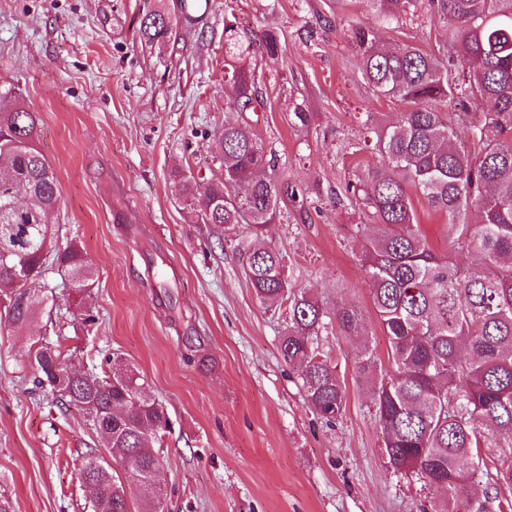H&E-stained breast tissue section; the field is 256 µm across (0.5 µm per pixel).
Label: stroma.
<instances>
[{
  "label": "stroma",
  "mask_w": 512,
  "mask_h": 512,
  "mask_svg": "<svg viewBox=\"0 0 512 512\" xmlns=\"http://www.w3.org/2000/svg\"><path fill=\"white\" fill-rule=\"evenodd\" d=\"M229 4L252 37L281 36L276 59L245 60L259 101L241 119L304 196L284 197L260 235L197 223L174 187L177 171L221 174ZM156 10L173 24V48L142 43L141 20ZM369 24L367 0L341 13L333 0H210L191 25L180 0H0V83L38 115L36 143L59 179L55 244L78 243L95 270L85 297L46 272L48 307L26 329L0 306V500L11 512H93L78 468L104 450L82 411H59L35 387L27 354L41 339L100 374L121 356L166 407V512H423L436 498L388 466L355 371L363 341L379 371L391 364L357 261L369 229L344 185L383 163L363 147L366 119L391 122L405 109L362 78L355 32ZM374 27L378 42L415 45L461 74L427 6ZM411 199L431 249L452 252L447 218ZM259 246L282 253L294 288L327 311L345 302L364 317L362 337L335 324L319 337L345 389L334 422L312 411L280 357L287 307H266L249 286L242 255Z\"/></svg>",
  "instance_id": "1"
}]
</instances>
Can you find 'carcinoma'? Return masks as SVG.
I'll return each instance as SVG.
<instances>
[{
  "mask_svg": "<svg viewBox=\"0 0 512 512\" xmlns=\"http://www.w3.org/2000/svg\"><path fill=\"white\" fill-rule=\"evenodd\" d=\"M384 25L414 14L417 0H368ZM188 21L206 12L209 0H181ZM448 25L467 75L466 85L448 74V64L411 44L381 47L374 31L355 36L361 74L379 97L406 109L397 121L366 127L385 169L358 174L346 185L348 198L383 226L368 238L360 264L371 286L373 308L388 339L394 373L376 374L377 360L364 346L355 357L358 377L371 380V408L380 429L387 464L424 487L444 494L430 512H512V0H429ZM144 43L173 38L158 11L141 22ZM278 56L280 35L266 29L249 36L235 15L224 19V92L228 106L220 142L219 179L192 175L177 182L178 195L200 224H252L263 232L273 224L288 185L259 171L275 167L237 114L258 98V76L238 63L254 46ZM474 100L482 119L467 127L470 147L443 109ZM37 116L11 86L0 89V299L6 317L22 328L44 302L29 298L49 269L68 276L86 293L94 271L77 245L54 248L49 216L59 205V180L36 145ZM448 218L452 247L476 254L477 269L436 255L417 224L409 190ZM480 222L468 220L471 210ZM248 277L263 303H288V325L279 340L284 363L297 368L309 406L326 419L341 415L345 390L336 367L320 352L318 337L332 322L351 334L362 315L352 304L333 314L296 291L284 274L282 256L257 248L247 255ZM62 352L44 346L31 351L36 383L48 388L60 408L72 406L92 421L113 467L89 453L82 483L92 502L108 501L112 512H131L126 485L140 483L141 512H164L166 490L157 479L160 457L148 444L171 425L166 408L147 397L138 372L112 359L101 377L72 369ZM476 476L487 478L482 495L458 493Z\"/></svg>",
  "mask_w": 512,
  "mask_h": 512,
  "instance_id": "cac0c4a2",
  "label": "carcinoma"
}]
</instances>
